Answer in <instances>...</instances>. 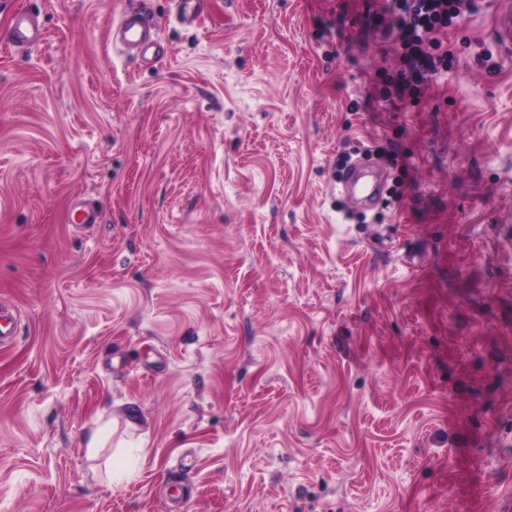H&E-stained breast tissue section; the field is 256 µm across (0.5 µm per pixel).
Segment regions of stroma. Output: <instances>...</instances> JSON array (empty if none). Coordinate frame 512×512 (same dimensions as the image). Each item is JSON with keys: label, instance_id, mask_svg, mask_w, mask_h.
I'll return each mask as SVG.
<instances>
[{"label": "stroma", "instance_id": "35a3bbf8", "mask_svg": "<svg viewBox=\"0 0 512 512\" xmlns=\"http://www.w3.org/2000/svg\"><path fill=\"white\" fill-rule=\"evenodd\" d=\"M385 5L0 0L41 30L0 44V512L512 504V0L417 103L372 84ZM141 7L151 61L113 38ZM373 179H367V177ZM345 192L358 194L363 201H372L378 194L379 181L375 175H367L357 164L340 181Z\"/></svg>", "mask_w": 512, "mask_h": 512}]
</instances>
